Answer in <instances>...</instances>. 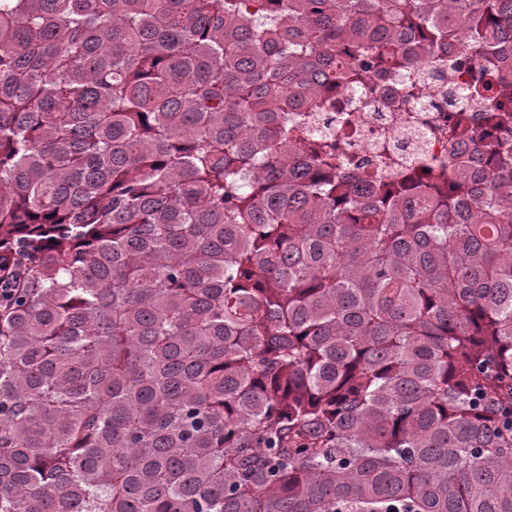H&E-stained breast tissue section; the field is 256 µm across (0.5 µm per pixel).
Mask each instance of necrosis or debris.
<instances>
[{
    "instance_id": "4bbe7bcc",
    "label": "necrosis or debris",
    "mask_w": 512,
    "mask_h": 512,
    "mask_svg": "<svg viewBox=\"0 0 512 512\" xmlns=\"http://www.w3.org/2000/svg\"><path fill=\"white\" fill-rule=\"evenodd\" d=\"M468 66L451 70L439 65L415 67L409 72L413 82L424 83L427 93L419 101L399 104L400 77L380 81L373 95L339 86L330 91L337 109H350L352 127L336 129L337 139L345 141L348 153L370 159L375 181L388 182L404 172H422L448 157L470 158V149L460 148L448 137L449 93L466 85Z\"/></svg>"
}]
</instances>
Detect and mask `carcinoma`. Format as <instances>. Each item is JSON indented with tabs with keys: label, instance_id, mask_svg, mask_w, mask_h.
I'll use <instances>...</instances> for the list:
<instances>
[{
	"label": "carcinoma",
	"instance_id": "cac0c4a2",
	"mask_svg": "<svg viewBox=\"0 0 512 512\" xmlns=\"http://www.w3.org/2000/svg\"><path fill=\"white\" fill-rule=\"evenodd\" d=\"M476 75L370 180L288 113ZM512 0H0V512H512Z\"/></svg>",
	"mask_w": 512,
	"mask_h": 512
}]
</instances>
